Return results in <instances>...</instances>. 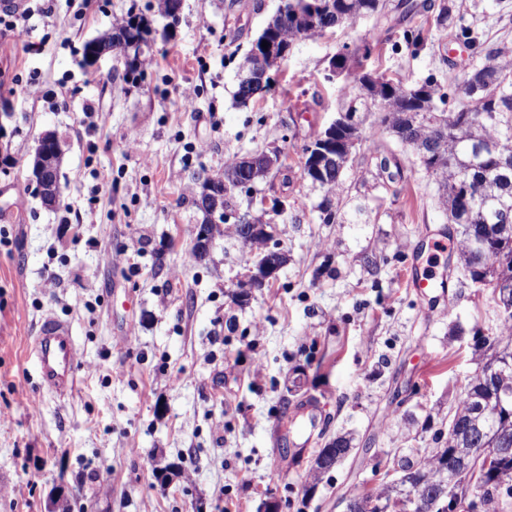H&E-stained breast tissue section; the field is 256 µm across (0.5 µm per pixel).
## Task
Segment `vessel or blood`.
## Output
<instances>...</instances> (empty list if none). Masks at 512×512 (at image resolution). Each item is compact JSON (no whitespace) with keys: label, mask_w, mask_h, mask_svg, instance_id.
Here are the masks:
<instances>
[{"label":"vessel or blood","mask_w":512,"mask_h":512,"mask_svg":"<svg viewBox=\"0 0 512 512\" xmlns=\"http://www.w3.org/2000/svg\"><path fill=\"white\" fill-rule=\"evenodd\" d=\"M33 350L42 386L57 394L71 391L77 378V361L70 328L47 320L34 339Z\"/></svg>","instance_id":"vessel-or-blood-1"}]
</instances>
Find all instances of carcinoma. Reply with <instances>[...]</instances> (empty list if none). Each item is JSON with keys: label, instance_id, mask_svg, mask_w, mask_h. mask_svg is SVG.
<instances>
[{"label": "carcinoma", "instance_id": "cac0c4a2", "mask_svg": "<svg viewBox=\"0 0 512 512\" xmlns=\"http://www.w3.org/2000/svg\"><path fill=\"white\" fill-rule=\"evenodd\" d=\"M386 7L385 0H288V16L280 22L273 15L249 52H263L262 41H275L277 34L288 39L321 35L359 19L378 18ZM397 9L402 16L420 11L428 14L426 20L438 33L455 32V39L470 47L480 59L460 82L445 91L436 79L428 77L416 81L399 76L394 83L363 82L359 71L366 55L360 48L369 45L363 41L339 57L344 69L343 79L348 92L337 106L336 115L344 116L346 124L336 129V142L360 140V127L367 114L376 115L380 133H395L402 145L417 149L424 147L420 157L425 170L438 184L440 204L448 213V222L468 230L459 240L464 268L473 279L495 278L512 281V45L502 40L492 44L484 35L461 23L460 5L455 0H433L420 6L411 0H399ZM149 30L148 21L129 13L105 37L89 41L83 46L89 55L93 44L109 50L112 40L132 32ZM478 78L483 85L481 94L469 92V81ZM464 101L459 107L444 109L448 96ZM60 155L44 146L36 148L33 169L46 174L58 183ZM320 164L313 156L305 158L303 175L326 190L320 206L324 224L336 223V208L331 197L341 189L340 176L348 161L336 154V163L320 164L322 170L314 173L312 167ZM241 162L233 160L224 166V223H236L240 210L238 197L250 189L237 188ZM484 406L486 413L480 427L473 424V411ZM471 448H508L502 462L512 467V399L500 401L497 389H491L478 378H473L460 396L459 405L448 421L446 439L447 470L445 487L458 502L468 503L474 487L462 475V465L450 453L458 443ZM393 460L408 478L406 494L417 495L415 482L422 469L419 452L409 450L396 454ZM482 494L488 504L487 512H501L506 506L500 499L496 485L486 481Z\"/></svg>", "mask_w": 512, "mask_h": 512}]
</instances>
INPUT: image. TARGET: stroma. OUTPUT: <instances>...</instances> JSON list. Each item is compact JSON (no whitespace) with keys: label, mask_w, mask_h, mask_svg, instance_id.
Instances as JSON below:
<instances>
[{"label":"stroma","mask_w":512,"mask_h":512,"mask_svg":"<svg viewBox=\"0 0 512 512\" xmlns=\"http://www.w3.org/2000/svg\"><path fill=\"white\" fill-rule=\"evenodd\" d=\"M464 23L502 37L512 0H461ZM280 0H184L166 25L157 0H28L29 56L0 27V512H343L353 484L377 487L395 451L427 455L483 363L477 340L506 335L487 284L472 283L456 225L416 153L361 127L335 202L302 175L303 149L336 117L329 63L343 44L377 39L368 71L442 86L472 59L452 34L442 51L407 47L423 14L392 12L299 40L270 91L237 105L239 64ZM150 22L138 82L121 60L82 64L85 42L128 12ZM237 41H229L230 33ZM190 89L192 107L179 93ZM139 134L136 150L125 135ZM62 142V204L45 208L32 173L37 139ZM395 155L388 180L373 149ZM283 151L286 164L256 196H287L267 214L288 263L272 287L234 298L242 243L191 247L203 214L194 173ZM445 234L432 263L425 236ZM445 287L418 297L412 268ZM68 325L78 353L66 395L40 386L30 344L45 319ZM318 409L311 442L289 417ZM355 452L312 478L336 436Z\"/></svg>","instance_id":"35a3bbf8"}]
</instances>
